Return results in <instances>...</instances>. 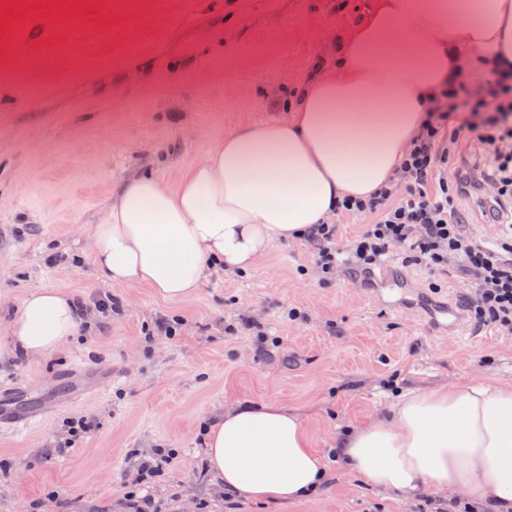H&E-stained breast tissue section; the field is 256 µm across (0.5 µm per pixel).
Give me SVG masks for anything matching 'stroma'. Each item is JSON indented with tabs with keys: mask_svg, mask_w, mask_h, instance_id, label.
<instances>
[{
	"mask_svg": "<svg viewBox=\"0 0 512 512\" xmlns=\"http://www.w3.org/2000/svg\"><path fill=\"white\" fill-rule=\"evenodd\" d=\"M105 21H20L0 42V345L6 316L36 288L117 295L121 314H88L79 336L40 361L0 360V389L55 412L0 432V512H126L137 457L172 449L149 493L158 512H424L351 474L328 452L346 429L387 414L400 393L512 381V335L475 326L467 286L393 254L412 308L396 310L362 275L320 281L307 240L272 247L244 274L218 272L186 300L103 282L85 256L126 180L176 187L226 133L285 119L283 103L331 67L375 0H92ZM298 307L306 320L287 319ZM447 308L449 331L435 328ZM179 315L178 336L145 332ZM255 323L239 329L240 316ZM278 338L259 347L255 335ZM112 381L71 401L72 372ZM245 402L296 410L327 480L293 502L226 500L202 457L203 424ZM94 427L65 448L68 423Z\"/></svg>",
	"mask_w": 512,
	"mask_h": 512,
	"instance_id": "obj_1",
	"label": "stroma"
}]
</instances>
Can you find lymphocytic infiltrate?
Listing matches in <instances>:
<instances>
[{
	"label": "lymphocytic infiltrate",
	"instance_id": "1",
	"mask_svg": "<svg viewBox=\"0 0 512 512\" xmlns=\"http://www.w3.org/2000/svg\"><path fill=\"white\" fill-rule=\"evenodd\" d=\"M483 146L487 166L451 175L468 143ZM483 193L499 228L479 239L458 219V202ZM337 216L363 217L361 232L347 244L337 241L333 224L315 225V267L322 281L339 272L362 274L383 264L393 248L430 272L455 271L468 287L475 325L512 333V68L493 65L462 70L433 94L422 129L403 156L394 177L366 199L346 198ZM171 456L159 448L140 457L128 493L132 512H156L141 492Z\"/></svg>",
	"mask_w": 512,
	"mask_h": 512
}]
</instances>
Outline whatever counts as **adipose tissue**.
Wrapping results in <instances>:
<instances>
[{
	"label": "adipose tissue",
	"instance_id": "ef3b65f1",
	"mask_svg": "<svg viewBox=\"0 0 512 512\" xmlns=\"http://www.w3.org/2000/svg\"><path fill=\"white\" fill-rule=\"evenodd\" d=\"M492 60L512 64V0H379L289 118L226 135L176 189L148 173L126 181L88 257L106 282L171 300L192 297L213 270H248L274 244L327 221L339 199L392 179L441 82ZM83 321L69 293L34 289L7 322L9 351L44 359ZM336 446L350 473L385 489L413 495L429 485L510 502L512 383L406 393ZM207 466L248 500H300L326 476L300 415L275 403L220 413Z\"/></svg>",
	"mask_w": 512,
	"mask_h": 512
}]
</instances>
